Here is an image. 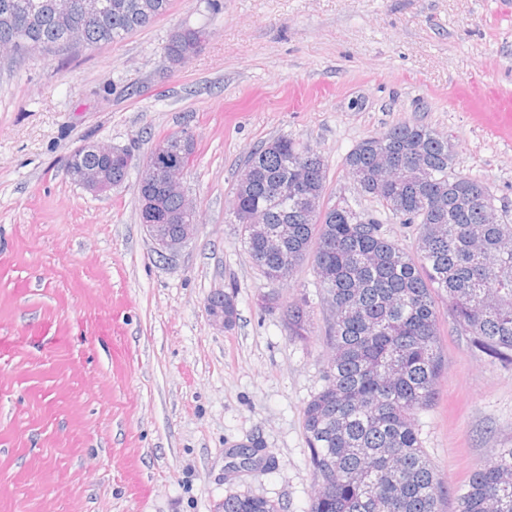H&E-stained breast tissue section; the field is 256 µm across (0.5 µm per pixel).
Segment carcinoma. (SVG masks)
I'll use <instances>...</instances> for the list:
<instances>
[{"label":"carcinoma","mask_w":512,"mask_h":512,"mask_svg":"<svg viewBox=\"0 0 512 512\" xmlns=\"http://www.w3.org/2000/svg\"><path fill=\"white\" fill-rule=\"evenodd\" d=\"M83 48L123 39L168 11L171 0H103L104 17L85 18L72 0ZM55 0H0V48L19 40L47 53L72 47ZM165 45L183 62L204 32L181 27ZM158 156L178 164L195 139L165 137ZM454 144L431 127L402 121L361 140L345 157L359 182L354 201L338 196L315 218L304 202L281 191L296 178L325 200L324 157L288 136L252 150L250 184L233 192L232 211L254 265L270 281L293 276L313 255L333 356L325 384L308 401L303 429L317 484L309 512H443L446 493L418 437L413 416L430 407L443 362L441 312L448 300L457 330L487 355L512 363V223L484 183L452 170ZM79 163L107 172L119 185L127 171L92 151ZM371 208L362 207V201ZM159 213H177L182 197L157 193ZM288 214V222L280 216ZM419 226L415 250L389 239L384 225ZM291 335L307 333V303L286 306ZM456 512H512V448L474 471L456 495ZM215 512H281L250 493L224 497Z\"/></svg>","instance_id":"obj_1"}]
</instances>
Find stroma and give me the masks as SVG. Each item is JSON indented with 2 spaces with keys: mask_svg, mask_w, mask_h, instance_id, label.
<instances>
[{
  "mask_svg": "<svg viewBox=\"0 0 512 512\" xmlns=\"http://www.w3.org/2000/svg\"><path fill=\"white\" fill-rule=\"evenodd\" d=\"M199 53L164 55L181 26ZM512 94V0H171L122 41L69 53H0V512H213L249 492L308 512L317 490L303 410L323 386L328 314L312 261L268 281L230 214L237 174L291 136L327 163V198L354 193L343 166L401 121L447 134L456 172L512 211V133L489 90ZM186 131L195 237L162 258L139 218L143 161ZM129 150L124 183L70 180L76 147ZM234 295L232 326L205 302ZM306 301L292 338L283 309ZM442 309L444 369L416 415L453 491L512 447V365L461 335ZM256 444L270 470L227 477ZM186 31L183 36H176L177 31ZM204 32L202 29L183 26L174 31L165 45V55L168 61L184 62L186 59L195 55L202 46V37ZM197 46L195 51H191V46Z\"/></svg>",
  "mask_w": 512,
  "mask_h": 512,
  "instance_id": "obj_1",
  "label": "stroma"
}]
</instances>
